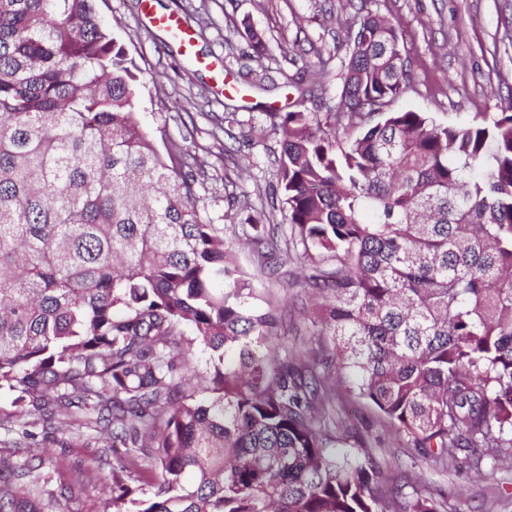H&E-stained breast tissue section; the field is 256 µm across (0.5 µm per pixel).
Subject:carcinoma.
<instances>
[{"mask_svg": "<svg viewBox=\"0 0 512 512\" xmlns=\"http://www.w3.org/2000/svg\"><path fill=\"white\" fill-rule=\"evenodd\" d=\"M403 53L369 11L343 111L266 113L283 132L289 234L251 219L258 263L284 278L301 252V287L320 299L318 348L288 357L279 318L201 214L186 149L160 152L138 122L144 72L98 0H0V431L13 445L99 435L115 463L90 478L107 512H439L369 455L330 447L318 423L339 380L424 458L512 466V99L465 128L381 112L405 91ZM199 347L201 392L187 379ZM325 359L337 379L310 375ZM43 465L0 456V512H66L46 483L20 497Z\"/></svg>", "mask_w": 512, "mask_h": 512, "instance_id": "1", "label": "carcinoma"}]
</instances>
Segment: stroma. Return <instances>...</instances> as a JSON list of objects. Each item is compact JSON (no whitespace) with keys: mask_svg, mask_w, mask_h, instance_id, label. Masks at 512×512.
<instances>
[{"mask_svg":"<svg viewBox=\"0 0 512 512\" xmlns=\"http://www.w3.org/2000/svg\"><path fill=\"white\" fill-rule=\"evenodd\" d=\"M364 6L393 22L406 48L407 87L390 110L425 112L463 127L512 97V0H155L157 11L178 13L195 30L192 56L149 28L135 0H108L103 8L147 76L139 121L197 157L195 197L205 215L239 244V263L261 296L277 304L288 325L277 344L288 355L310 341L303 290L263 275L247 245L249 217L262 212L270 223L283 221L275 192L282 132L266 115L323 112L337 104L349 36ZM245 18L265 39L262 58L254 57L237 32ZM321 61L326 68L316 96L302 99L294 79ZM250 67L268 70L272 83L243 85L239 73ZM228 112L253 127V138L224 133ZM323 426L338 449L368 452L384 475H407L440 494L447 512H512V468L488 462L459 475L432 459L413 457L402 435L354 395L338 394ZM42 455L54 464V483L72 490L67 512H103V491L83 480L88 471L111 470L112 451L103 441L82 439L69 448L43 449Z\"/></svg>","mask_w":512,"mask_h":512,"instance_id":"stroma-1","label":"stroma"}]
</instances>
